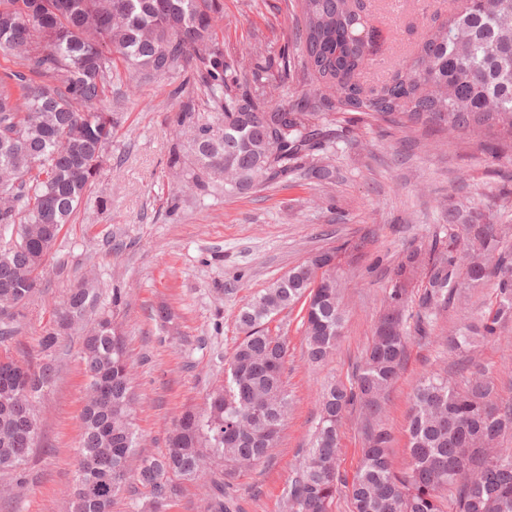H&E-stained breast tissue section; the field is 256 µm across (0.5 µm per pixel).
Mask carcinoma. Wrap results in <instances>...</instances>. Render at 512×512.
<instances>
[{
    "instance_id": "carcinoma-1",
    "label": "carcinoma",
    "mask_w": 512,
    "mask_h": 512,
    "mask_svg": "<svg viewBox=\"0 0 512 512\" xmlns=\"http://www.w3.org/2000/svg\"><path fill=\"white\" fill-rule=\"evenodd\" d=\"M281 77L314 86L288 103L263 97L273 80L260 50L247 77L218 30L224 0H0V54L16 68L0 74V471L25 482L37 431L35 403L56 375L64 338L79 336L86 378L71 512H112L124 490L143 491L141 512H166L182 484H196L206 512H236L228 492L241 471L264 465L292 405L283 380L288 341L268 323L300 307L307 359L325 361L341 337L342 282L325 269L356 258L366 240L310 256L238 313L241 341L224 384L202 411L173 424L168 448L138 456L134 371L114 310L96 278L68 289L38 340V361L9 353L40 273L63 225L85 200L112 145L105 106L117 63L128 85L186 75L171 118L169 167L203 199L286 180L305 171L330 180L335 126L357 120L414 133H483L492 158L512 152V0H466L440 22L423 16L422 39L390 76L367 87L369 13L356 0H295ZM214 112L213 119L204 116ZM386 308L349 384L319 396L310 448L293 470L287 512H332L347 493L351 512H512V404L497 397L479 341L512 324V200L483 214L465 200L448 206V240L405 252L391 271ZM493 288L495 303L476 322L433 335L463 288ZM419 288L412 300L409 288ZM439 345L462 359L459 379L432 373L419 382L408 416L409 459L394 467L383 420L387 393L411 342ZM357 409L364 436L352 477L339 470V426Z\"/></svg>"
}]
</instances>
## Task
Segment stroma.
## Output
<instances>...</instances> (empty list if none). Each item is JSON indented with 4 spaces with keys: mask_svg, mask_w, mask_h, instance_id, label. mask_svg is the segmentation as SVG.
I'll use <instances>...</instances> for the list:
<instances>
[{
    "mask_svg": "<svg viewBox=\"0 0 512 512\" xmlns=\"http://www.w3.org/2000/svg\"><path fill=\"white\" fill-rule=\"evenodd\" d=\"M370 2L371 57L383 73L419 40L422 14L433 0ZM291 25L284 0H224L219 37L238 50V76L248 75L255 45L269 48L271 67L279 69ZM175 85L155 78L133 95L126 83H113L107 97L112 146L86 208L59 234L12 352L36 357L66 289L94 273L102 301L120 299L117 320L139 399V451L157 454L172 420L202 408L222 382L224 361L242 338V306L312 254L369 237L359 261L339 271L345 322L327 363H306L298 311L274 319L288 340L283 379L293 405L268 463L241 474L231 492L237 512H284L291 470L306 454L318 419V393L328 383L349 382L361 363L390 286L389 269L407 250L431 242L458 196L477 211L501 204L512 190V159L492 160L477 137L461 144L451 135L355 123L341 130L332 180L295 174L243 196L200 201L175 186L168 166ZM161 307L170 313L164 323L154 318ZM476 356L490 367L499 397L512 401V378L499 371L512 359V325L497 340L480 342ZM451 362L442 349L411 343L385 412L396 464L407 459L405 428L418 381ZM57 366L37 405L40 432L28 482L0 496V512H45L49 505L69 512L66 492L86 395L77 346L62 349Z\"/></svg>",
    "mask_w": 512,
    "mask_h": 512,
    "instance_id": "35a3bbf8",
    "label": "stroma"
}]
</instances>
